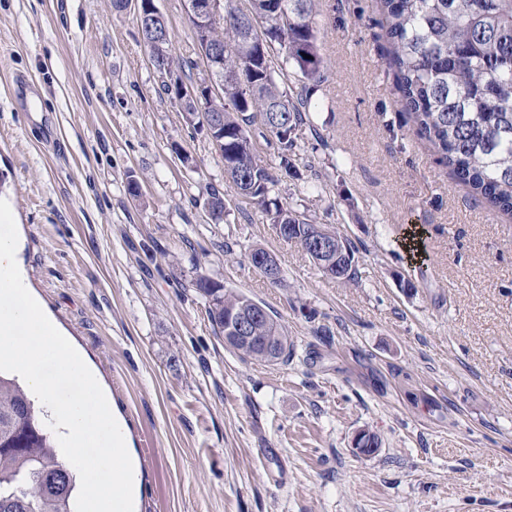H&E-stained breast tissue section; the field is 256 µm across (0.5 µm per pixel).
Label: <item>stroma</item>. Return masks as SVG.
I'll use <instances>...</instances> for the list:
<instances>
[{"label": "stroma", "mask_w": 512, "mask_h": 512, "mask_svg": "<svg viewBox=\"0 0 512 512\" xmlns=\"http://www.w3.org/2000/svg\"><path fill=\"white\" fill-rule=\"evenodd\" d=\"M156 4L197 59L185 0ZM314 22L325 80L277 193L357 246L351 284L230 189L133 8L0 0V197L26 281L122 424L135 512H512V216L414 132L379 0H315ZM201 276L276 314L290 360L227 348Z\"/></svg>", "instance_id": "35a3bbf8"}]
</instances>
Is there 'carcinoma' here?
<instances>
[{
  "instance_id": "obj_1",
  "label": "carcinoma",
  "mask_w": 512,
  "mask_h": 512,
  "mask_svg": "<svg viewBox=\"0 0 512 512\" xmlns=\"http://www.w3.org/2000/svg\"><path fill=\"white\" fill-rule=\"evenodd\" d=\"M392 47L398 91L416 134L440 155L456 179L493 209L512 214V0H380ZM212 26L213 42L224 46L221 95L209 101L224 126V175L233 190L273 224L312 220L272 196L278 178L256 154L255 124L279 149V167L294 168L293 133L305 124L308 101L294 99L284 72L272 66L278 48L282 65L303 80H324L313 26L314 0H223ZM349 255L341 283L355 281L356 248L336 236ZM195 288L208 302L207 315L219 334L224 317L258 305L223 284L200 277ZM253 341L232 345L243 359L288 361L292 345L273 315L254 322ZM43 412L16 378L0 373V512H76V473L62 461L42 419Z\"/></svg>"
}]
</instances>
